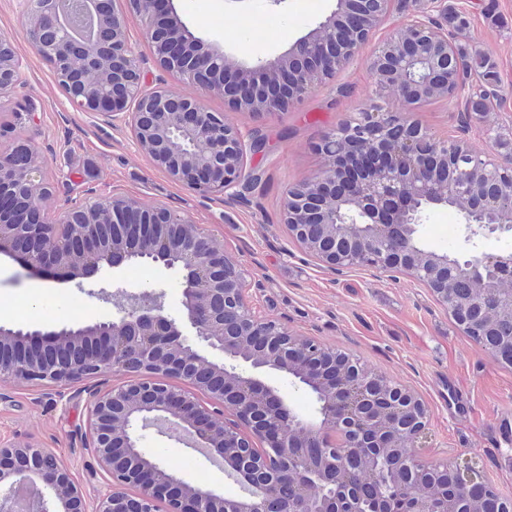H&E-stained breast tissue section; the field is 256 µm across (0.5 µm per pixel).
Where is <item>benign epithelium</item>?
I'll return each mask as SVG.
<instances>
[{"instance_id":"7a95c632","label":"benign epithelium","mask_w":512,"mask_h":512,"mask_svg":"<svg viewBox=\"0 0 512 512\" xmlns=\"http://www.w3.org/2000/svg\"><path fill=\"white\" fill-rule=\"evenodd\" d=\"M139 15L154 57L164 68L208 92L224 96L233 112L267 115L288 108L311 88L336 73L386 18L390 0H337L325 20L285 53L252 65L237 62L222 49L196 37L177 16L173 0H123ZM93 31L81 37L55 25L45 38L35 21L60 13L58 0H30L26 30L35 52L53 63L64 90L78 110L107 119L130 120L135 138L153 164L172 180L200 194L237 195L253 182L250 153L263 140L245 138L224 113L203 109L191 97L147 85L140 59L129 44L124 13L107 0H83ZM448 8L440 18L412 20L378 47L372 68L378 85L392 90L403 111L371 109L329 132L319 145L327 161L316 176L291 187L283 202V223L304 252L340 271L365 268L405 272L425 287L448 313L458 310L448 276L485 288L475 304L512 320V254L474 255L460 260L424 248L416 238L424 211L452 204L465 212L466 240L512 224L497 219L499 199H477L470 178L512 181V165L471 154L468 168L437 180V164L448 161L457 140L438 141L409 119L417 106L448 97ZM107 64L112 94L69 70ZM303 70L282 98L261 91L277 79ZM21 63L10 36L0 33V107L21 84ZM44 162L18 174L0 161V254L33 275L83 283L108 268L119 271L133 259H150L181 276L183 315L165 313L158 297L144 292L116 305L112 319L77 329L27 332L0 326V380L23 378L54 385L93 379L111 371L128 380L92 389L86 404L88 448L107 476L98 500L87 502L70 469L50 448L28 442L0 444V512H13L16 488L42 484L50 498L38 499V512H271L276 488L293 483L295 505L279 512H326L348 495L350 486L330 481L310 461L332 468L346 460L369 475L377 448H406L400 468L421 466L417 458L427 426V409L408 388L370 371L346 352L293 334L278 320L260 316L249 300L239 261L224 243L190 224L179 212L145 207L121 193L92 202L112 210L110 224H77L89 205L64 211L51 222L43 208L50 195ZM24 185L38 189L27 223L18 224L4 200ZM74 228L88 248L85 259L67 254L63 229ZM284 376L315 399L317 417L296 413L281 389L267 381ZM232 411L238 423L224 422ZM168 419L188 432L196 446L224 461V471L246 487L244 497H226L194 487L149 455L140 443L150 420ZM342 443H336V436ZM465 497L481 487L497 490L472 466L456 470ZM414 512H431L433 491L409 488Z\"/></svg>"}]
</instances>
